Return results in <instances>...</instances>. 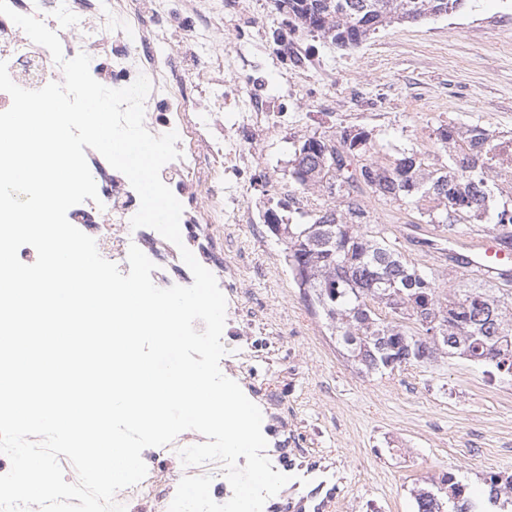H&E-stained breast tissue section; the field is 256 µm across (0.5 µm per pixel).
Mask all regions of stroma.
I'll use <instances>...</instances> for the list:
<instances>
[{
    "mask_svg": "<svg viewBox=\"0 0 512 512\" xmlns=\"http://www.w3.org/2000/svg\"><path fill=\"white\" fill-rule=\"evenodd\" d=\"M313 80L270 69L268 94L289 91L293 124L255 142L264 216L285 198L288 165L306 137L342 131L369 136L382 164L420 151L417 128L451 122L512 130V0H466L452 14L376 32L353 49L309 38ZM244 260L241 302L263 313L249 338L256 360L248 381L276 391L286 408L268 443L291 436L289 458L317 461L341 512H414L411 491L449 471L483 495L485 477L512 473V377L456 357L378 377L346 357L325 314L315 309L269 229L260 237L227 225Z\"/></svg>",
    "mask_w": 512,
    "mask_h": 512,
    "instance_id": "stroma-1",
    "label": "stroma"
}]
</instances>
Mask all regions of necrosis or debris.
I'll return each mask as SVG.
<instances>
[{
  "mask_svg": "<svg viewBox=\"0 0 512 512\" xmlns=\"http://www.w3.org/2000/svg\"><path fill=\"white\" fill-rule=\"evenodd\" d=\"M21 14L43 19L60 38L64 59L79 53L91 58L90 72L106 87L119 89L146 76L151 90L144 102V124L162 135L177 131L178 159L165 164L162 181L183 206L180 222L187 235L174 244L162 235L132 228L140 201L127 177L112 168L94 149L86 160L96 183L97 200L71 207L67 217L82 224L89 212L98 222L92 229L100 255L128 273V249L177 257L188 248L217 279L227 300V314L243 318L239 302L241 266L232 258L213 260L219 244L217 224L257 221L247 205L257 156L244 146L246 137L265 138L288 124V106L261 87L260 64L253 54L224 47L225 26L254 22L253 42H263L266 25L256 22L253 0H8ZM0 61L20 87L37 90L59 82L63 73L50 52L33 43L7 16L0 15ZM241 73L230 85L226 71ZM194 431L180 434L162 453L174 458L179 449L203 443ZM211 475V496L227 502L232 488L220 463L149 470L135 486L116 494L130 512H168L183 476Z\"/></svg>",
  "mask_w": 512,
  "mask_h": 512,
  "instance_id": "necrosis-or-debris-1",
  "label": "necrosis or debris"
}]
</instances>
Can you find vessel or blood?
Masks as SVG:
<instances>
[{"label":"vessel or blood","mask_w":512,"mask_h":512,"mask_svg":"<svg viewBox=\"0 0 512 512\" xmlns=\"http://www.w3.org/2000/svg\"><path fill=\"white\" fill-rule=\"evenodd\" d=\"M417 246L425 248L434 265L461 264L463 269L499 280L512 279V250L500 246L497 239L488 237L465 251L430 247L428 239L416 237Z\"/></svg>","instance_id":"vessel-or-blood-1"}]
</instances>
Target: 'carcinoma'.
<instances>
[{
	"instance_id": "cac0c4a2",
	"label": "carcinoma",
	"mask_w": 512,
	"mask_h": 512,
	"mask_svg": "<svg viewBox=\"0 0 512 512\" xmlns=\"http://www.w3.org/2000/svg\"><path fill=\"white\" fill-rule=\"evenodd\" d=\"M464 0H274L293 29L341 49L404 22L451 14ZM439 125L435 145L448 166H430L417 153L389 165L367 157L368 135L345 130L338 138L310 136L294 150L291 177L307 193L325 190L335 204L305 211L288 199L292 222L269 210V230L286 246L293 278L331 321L349 356L366 372L385 374L403 365L436 359L431 336L443 353L486 364L512 376V290L489 277L472 275L471 285L443 295L438 275L402 258L384 227L366 230L360 196L369 189L386 202L413 205L426 223L453 237L464 223L488 211L493 179L485 154L489 136L472 128ZM487 229L512 246V207ZM508 218V223L501 219ZM484 501L464 496L446 472L415 495V512H512V474H492Z\"/></svg>"
}]
</instances>
